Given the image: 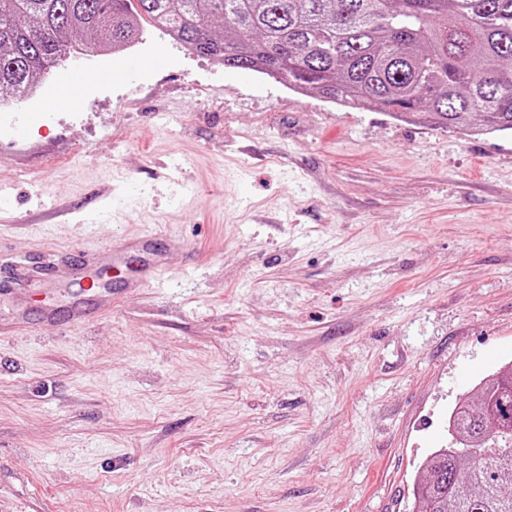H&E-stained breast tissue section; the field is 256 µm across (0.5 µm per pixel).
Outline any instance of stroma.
Returning a JSON list of instances; mask_svg holds the SVG:
<instances>
[{"mask_svg":"<svg viewBox=\"0 0 512 512\" xmlns=\"http://www.w3.org/2000/svg\"><path fill=\"white\" fill-rule=\"evenodd\" d=\"M132 55L160 72L78 55L82 108L0 114V512H411L512 369V134L241 80L150 25ZM145 229L167 282L61 323L44 263Z\"/></svg>","mask_w":512,"mask_h":512,"instance_id":"obj_1","label":"stroma"}]
</instances>
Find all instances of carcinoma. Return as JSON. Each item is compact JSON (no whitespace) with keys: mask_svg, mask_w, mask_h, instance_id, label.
Segmentation results:
<instances>
[{"mask_svg":"<svg viewBox=\"0 0 512 512\" xmlns=\"http://www.w3.org/2000/svg\"><path fill=\"white\" fill-rule=\"evenodd\" d=\"M149 23L226 68L339 106L512 133V0H0V100L72 50H120ZM456 441L416 476L412 512H512V371L455 407Z\"/></svg>","mask_w":512,"mask_h":512,"instance_id":"obj_1","label":"carcinoma"}]
</instances>
